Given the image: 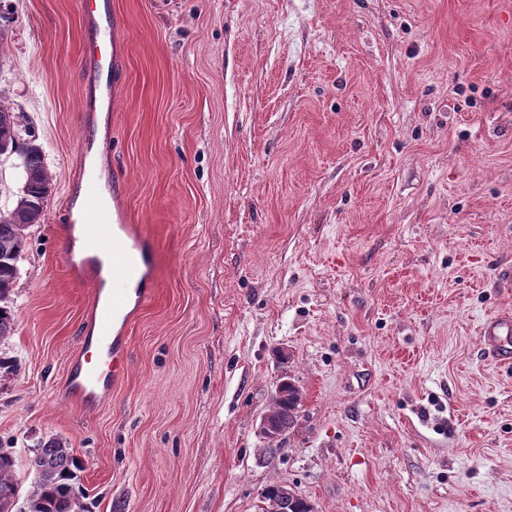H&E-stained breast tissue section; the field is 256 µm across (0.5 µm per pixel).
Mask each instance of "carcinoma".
Here are the masks:
<instances>
[{"mask_svg": "<svg viewBox=\"0 0 512 512\" xmlns=\"http://www.w3.org/2000/svg\"><path fill=\"white\" fill-rule=\"evenodd\" d=\"M10 154L20 157L25 181L14 208L0 213V341L11 336L15 328L12 293L17 263L29 228L40 223L52 180L24 114L0 104V156ZM300 407L301 393L293 386L273 401L272 416L288 429L297 421ZM14 467L13 452L0 447V512H83L82 490L76 487L82 463L68 444L49 440L30 452L28 467L34 483L24 497L14 481ZM271 492L267 489L264 502H277L278 512H313V507L293 492L282 499Z\"/></svg>", "mask_w": 512, "mask_h": 512, "instance_id": "carcinoma-1", "label": "carcinoma"}]
</instances>
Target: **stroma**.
<instances>
[{
	"instance_id": "obj_1",
	"label": "stroma",
	"mask_w": 512,
	"mask_h": 512,
	"mask_svg": "<svg viewBox=\"0 0 512 512\" xmlns=\"http://www.w3.org/2000/svg\"><path fill=\"white\" fill-rule=\"evenodd\" d=\"M102 146L152 248L124 379L60 398L90 277L61 257L90 117L79 0H0V102L53 181L14 285L0 446L84 462L87 512H512V0H112ZM287 361H280V349ZM302 392L260 435L282 373ZM483 354L498 365L512 366V314L504 312L487 319L481 328ZM272 488H281L280 486H272L267 489V493L263 495L264 503L275 501L277 502L278 512H313V507L302 497L297 495L295 492L291 491L290 495H288V488L281 489V496L288 495L287 498H282L279 495L272 496ZM278 498L280 500H278ZM275 502H271L273 505L270 508V512L276 511Z\"/></svg>"
}]
</instances>
